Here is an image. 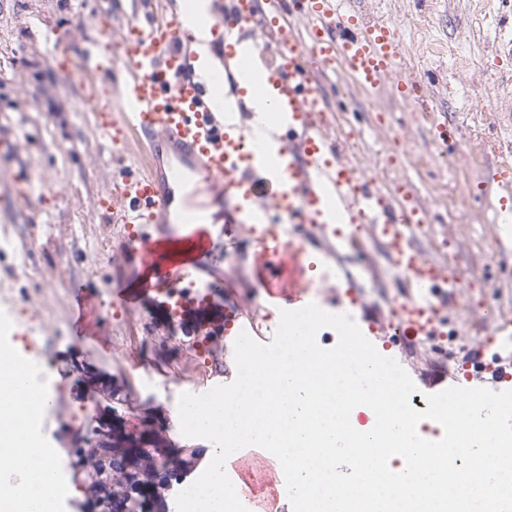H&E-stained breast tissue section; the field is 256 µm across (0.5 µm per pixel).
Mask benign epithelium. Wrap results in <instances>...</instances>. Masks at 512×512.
Returning a JSON list of instances; mask_svg holds the SVG:
<instances>
[{
  "label": "benign epithelium",
  "mask_w": 512,
  "mask_h": 512,
  "mask_svg": "<svg viewBox=\"0 0 512 512\" xmlns=\"http://www.w3.org/2000/svg\"><path fill=\"white\" fill-rule=\"evenodd\" d=\"M82 447L71 459L80 484L91 494L97 512H145L143 489L163 485L166 470H181L185 451L167 448L157 432L135 420L113 414L91 435H81Z\"/></svg>",
  "instance_id": "benign-epithelium-1"
}]
</instances>
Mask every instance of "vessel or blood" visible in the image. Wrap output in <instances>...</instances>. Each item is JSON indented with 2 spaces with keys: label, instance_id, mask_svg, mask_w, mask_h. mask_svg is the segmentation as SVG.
<instances>
[{
  "label": "vessel or blood",
  "instance_id": "obj_1",
  "mask_svg": "<svg viewBox=\"0 0 512 512\" xmlns=\"http://www.w3.org/2000/svg\"><path fill=\"white\" fill-rule=\"evenodd\" d=\"M214 19L224 30L222 70H197L182 14L155 0L151 18L134 12L123 27L122 71L96 66L81 84L83 97L103 99L99 121L114 148L143 158L138 173L100 201L123 225L127 251L150 269L147 287L119 288L114 302L133 308L146 298L158 318L193 335H229L238 314L220 302L223 282L198 274L216 255L206 209L230 201L270 304H309L318 288L312 272L329 254V238L338 224L361 219L389 243L392 265L411 287L378 331L396 340L442 335L446 302L463 283L456 269L419 248L428 222L419 193L403 178L384 193L331 137L326 118L322 82L339 72L364 91L396 80L406 100L424 102V83L398 74L400 28L370 19L353 0H220ZM257 54L268 61L267 77L239 87L250 111L241 124L227 125L224 78L248 74ZM260 104L288 121L274 143L255 151L251 123ZM279 213L301 226L303 239L286 234ZM70 292L75 330L102 332L93 289L76 281Z\"/></svg>",
  "mask_w": 512,
  "mask_h": 512
}]
</instances>
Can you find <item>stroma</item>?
<instances>
[{
    "label": "stroma",
    "instance_id": "1",
    "mask_svg": "<svg viewBox=\"0 0 512 512\" xmlns=\"http://www.w3.org/2000/svg\"><path fill=\"white\" fill-rule=\"evenodd\" d=\"M374 18L398 25L404 35V71L433 72L428 93L434 109L412 107L388 84L380 95L360 91L346 75L337 81L351 100L350 111L333 105L331 131L344 140L362 170L386 187L398 178L413 182L434 221L419 233L423 252L455 266L462 295L446 307L444 348L402 350L418 389L437 371L455 373V362L483 354L495 358L493 323L483 313L499 307L512 316V223H498L501 192L491 172L512 164V59L495 62L500 38L512 33V0H358ZM129 0H0V239L20 253L0 256V300L12 304L11 318L23 334L27 354L47 357L58 382L57 416L45 437L66 460L73 443L63 425L94 422L92 406L112 408L161 426L169 448H192L195 471L207 466L206 442L183 436L173 422L172 396L193 391L206 379L234 382V337L208 339L210 366L200 370L191 337L156 324L148 306L113 307L122 284H136V264L124 250L122 227L107 223L98 201L112 191L133 155L115 157L90 103L79 92L78 76L67 66L92 58L108 67L118 51ZM457 128L456 143L432 145L433 118ZM358 248L336 242L324 262L332 274L319 300L336 312L339 264L362 262L374 280L361 284V304L351 313L360 328L389 316L407 283L389 268L385 246L366 231ZM211 277L223 278L228 304L243 321L255 320L274 335L280 312L257 287L251 249L225 247ZM87 281L108 314L103 340L72 341L68 328L69 286Z\"/></svg>",
    "mask_w": 512,
    "mask_h": 512
}]
</instances>
